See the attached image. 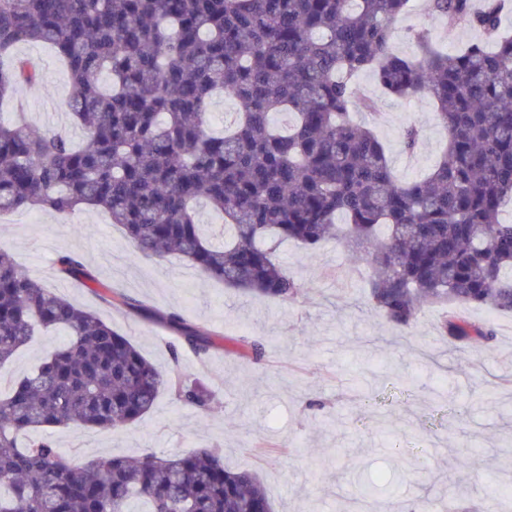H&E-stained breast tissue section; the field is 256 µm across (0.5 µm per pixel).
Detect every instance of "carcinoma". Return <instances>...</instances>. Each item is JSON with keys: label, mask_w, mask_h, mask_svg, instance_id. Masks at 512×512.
Segmentation results:
<instances>
[{"label": "carcinoma", "mask_w": 512, "mask_h": 512, "mask_svg": "<svg viewBox=\"0 0 512 512\" xmlns=\"http://www.w3.org/2000/svg\"><path fill=\"white\" fill-rule=\"evenodd\" d=\"M412 0H0V59L20 44L51 45L64 60L70 109L84 132L75 146L39 132L17 112L0 119V213L99 209L140 254H176L207 277L281 302L304 285L275 259L295 241L313 249L342 237L371 266L368 302L409 330L426 304L512 312V34L506 0H428L450 27L480 38L448 53L428 30L417 52L391 49ZM372 71L396 98L426 93L448 131L424 177L403 182L385 145L353 113L375 103L354 77ZM24 59L0 66V99L35 85ZM242 112L211 130L216 91ZM288 115L279 131L273 117ZM421 130L401 132L416 150ZM206 201L223 219L224 244L196 218ZM347 218L346 227L335 223ZM60 274L94 280L80 255L57 256ZM200 358L213 334L174 312L156 315ZM68 339L0 391V512H273L256 474L224 466L218 448L79 463L48 427L130 425L169 390L207 410L212 392L162 371L95 312L21 270L0 250V366L44 332ZM437 334L456 349L494 330L453 312ZM237 349L254 361L264 345Z\"/></svg>", "instance_id": "1"}]
</instances>
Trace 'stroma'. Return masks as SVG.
<instances>
[{"label": "stroma", "instance_id": "stroma-1", "mask_svg": "<svg viewBox=\"0 0 512 512\" xmlns=\"http://www.w3.org/2000/svg\"><path fill=\"white\" fill-rule=\"evenodd\" d=\"M420 27L451 52L478 37L472 29L448 28L430 13L428 0H413L392 33L396 54H413L410 34ZM15 53L35 60L47 76L38 87L16 91L28 121L79 139L63 63L46 44L20 45ZM355 83L376 103L365 120L399 178L422 177L447 141L432 101L391 97L367 70ZM411 123L422 135L409 156L399 132ZM0 249L45 287L131 337L161 370L178 365L215 394L205 412L164 392L125 427L55 428L53 440L72 459L170 456L217 444L229 468L258 475L276 512H347L368 483L396 512H445L452 498L471 504L512 497V389L497 384L512 371V312L465 309L474 323L492 322L497 337L451 351L436 338L442 308L423 307L404 339L370 307V266L341 240L312 252L294 242L280 245V262L307 288L281 303L225 287L175 255L145 258L107 214L87 208L65 218L38 210L1 215ZM63 252L80 254L93 281L59 274L55 260ZM117 290L140 300L145 312L110 303ZM154 311L179 313L216 333V348L203 359L187 349L172 354L177 338L151 319ZM243 336L264 344L262 361L235 353ZM65 339L61 331L41 336L0 367V382L26 375ZM396 444L404 450L399 459L391 452Z\"/></svg>", "mask_w": 512, "mask_h": 512}]
</instances>
